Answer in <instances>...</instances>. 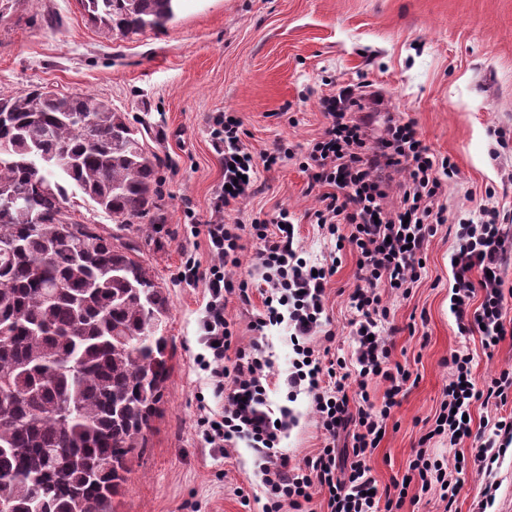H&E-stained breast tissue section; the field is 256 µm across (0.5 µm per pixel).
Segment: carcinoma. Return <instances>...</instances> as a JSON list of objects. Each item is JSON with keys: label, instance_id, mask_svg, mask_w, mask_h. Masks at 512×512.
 <instances>
[{"label": "carcinoma", "instance_id": "1", "mask_svg": "<svg viewBox=\"0 0 512 512\" xmlns=\"http://www.w3.org/2000/svg\"><path fill=\"white\" fill-rule=\"evenodd\" d=\"M108 33L163 27L177 0H80ZM0 507L114 512L170 374L169 301L140 247L73 220L79 190L124 231L163 220L158 165L106 100L0 93ZM68 167L52 162L60 151Z\"/></svg>", "mask_w": 512, "mask_h": 512}]
</instances>
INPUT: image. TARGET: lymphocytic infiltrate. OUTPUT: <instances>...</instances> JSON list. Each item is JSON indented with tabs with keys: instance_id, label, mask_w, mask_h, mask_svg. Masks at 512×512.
Here are the masks:
<instances>
[{
	"instance_id": "f902f5d3",
	"label": "lymphocytic infiltrate",
	"mask_w": 512,
	"mask_h": 512,
	"mask_svg": "<svg viewBox=\"0 0 512 512\" xmlns=\"http://www.w3.org/2000/svg\"><path fill=\"white\" fill-rule=\"evenodd\" d=\"M369 104L381 107L385 99L378 92L364 94L355 85L324 95L320 105L326 125L309 144L302 163L310 173L311 188L318 191L319 206L311 214L314 224L335 237L337 249L352 247L357 256L358 283L348 295L358 366L353 374L312 342L319 332L329 342L335 337L328 328L325 298L336 267L315 268L299 258L288 209H279L269 220L253 219L248 227L222 218L223 212L251 194L256 162L273 166L280 152L254 159L242 143L236 116L220 112L212 119L210 137L225 165V187L217 195L216 219L191 227L192 234L205 236L212 263L204 269L190 258L181 271L184 280L203 282L208 294L200 336L206 353L199 366L213 398L221 404L200 417L198 429L202 440L216 450L241 441L253 450L266 498L263 512H311L318 490L325 493L329 512H399L400 496L406 491L407 483L396 482L375 493L372 476L373 452L411 379L410 371L392 360L393 330L387 325L389 309L382 291L406 293L421 280L424 252L439 226L448 221L442 197L457 167L431 152L414 120L388 117L382 134L371 137L359 116ZM387 171L400 176L399 202L390 211L384 207ZM344 224L349 234H341ZM246 231L260 244L257 258L263 285L258 290L249 280L232 275L241 265ZM456 239L450 311L461 334L480 333L484 349L491 351L512 332L506 326L512 290L506 289L502 276L512 261V213L479 205L476 219L458 224ZM256 290L264 309L252 328L260 332L285 322L293 327L295 358L285 379L288 394L310 396L324 437L321 448L298 461L280 446L293 423L290 409H282L277 420L266 409L270 359L258 344L239 346L224 314L228 297L246 304ZM471 362L467 351L450 352L448 383L430 434L447 437L452 446L475 440L474 461L486 483L473 512H489L499 488L492 479V465L512 447V417L496 420L492 433L476 434L463 416L477 403L506 404L512 398V370H501L481 385L472 376ZM374 382L386 385L379 403L370 392ZM344 434L350 435L351 445L341 450L336 442ZM464 470V461L446 464L429 458L421 448L409 465L407 482L417 483L420 494L438 493L451 505L463 487Z\"/></svg>"
}]
</instances>
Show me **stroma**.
Here are the masks:
<instances>
[{"instance_id":"obj_1","label":"stroma","mask_w":512,"mask_h":512,"mask_svg":"<svg viewBox=\"0 0 512 512\" xmlns=\"http://www.w3.org/2000/svg\"><path fill=\"white\" fill-rule=\"evenodd\" d=\"M383 92L395 115L414 120L431 150L456 163L445 187L449 226L439 227L426 251V271L410 296L385 291L393 361L415 382L387 422L371 458L378 488L402 478L432 428L448 383L444 359L462 346L474 354L472 375L490 379L512 367V337L492 353L481 338L460 335L449 310L453 226L471 218L495 189L493 202L512 211V0H179L164 27L124 38L106 34L80 0H15L0 15V92L38 84L65 94L109 101L140 125L145 149L160 160L158 191L164 219L131 225L124 240L142 243V259L165 288L173 342L171 372L146 448L115 512H261L255 456L245 443L218 452L197 430L208 397L197 364L207 301L203 283L180 276L187 257L212 261L204 224L224 180L211 137L212 117L229 112L241 122L242 142L254 156L291 148L270 169L258 168L252 195L224 218L251 224L288 209L303 258L322 262L337 253L326 287V308L336 338L331 352L354 362L348 294L356 282V256L335 252L309 212L317 205L298 156L321 135L325 94L357 83ZM263 308L229 299L225 313L242 344L259 342L273 363L268 407L290 406L295 423L281 446L302 459L322 443L307 394L288 401L284 380L294 353L286 326L257 334ZM254 500L243 505L236 487Z\"/></svg>"}]
</instances>
